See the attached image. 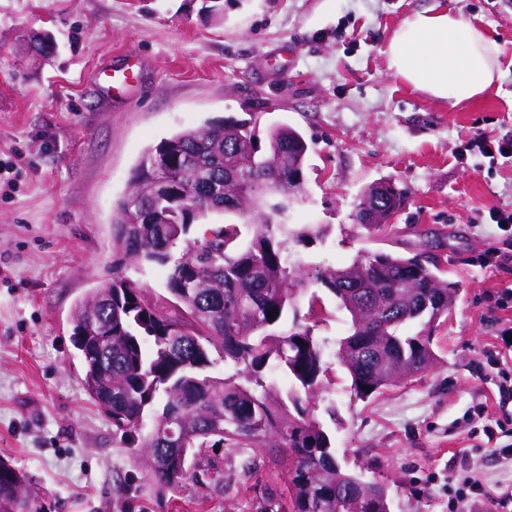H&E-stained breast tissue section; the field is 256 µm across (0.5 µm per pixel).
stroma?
I'll return each instance as SVG.
<instances>
[{
  "mask_svg": "<svg viewBox=\"0 0 512 512\" xmlns=\"http://www.w3.org/2000/svg\"><path fill=\"white\" fill-rule=\"evenodd\" d=\"M431 6L476 24L502 48V75L483 98L451 110L410 91L383 53L404 18ZM52 35L42 57L32 34ZM138 57L132 100L101 88L99 72ZM279 124L309 145L303 196L289 223L312 230L290 259L307 270L387 251L435 259L459 297L433 329L436 365L361 400L332 366L314 408L336 456L386 485L390 512H448V485L478 469L512 481V463L465 419L488 407L495 426L493 358L507 350L512 262L490 208L512 210V158L467 154L480 134L512 132V0H224L215 22L203 0H0V160L16 186L0 195V459L25 472L48 512H259L280 492L267 449L246 471L226 450L208 477L156 486L111 419L88 395L71 340L77 301L112 279V224L145 148L205 120ZM386 179L405 191L380 232L356 224L364 188ZM299 322L327 352L349 317L315 279L299 294Z\"/></svg>",
  "mask_w": 512,
  "mask_h": 512,
  "instance_id": "stroma-1",
  "label": "stroma"
}]
</instances>
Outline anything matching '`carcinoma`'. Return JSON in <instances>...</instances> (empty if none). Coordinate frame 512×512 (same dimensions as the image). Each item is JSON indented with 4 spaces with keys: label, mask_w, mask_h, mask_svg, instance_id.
<instances>
[{
    "label": "carcinoma",
    "mask_w": 512,
    "mask_h": 512,
    "mask_svg": "<svg viewBox=\"0 0 512 512\" xmlns=\"http://www.w3.org/2000/svg\"><path fill=\"white\" fill-rule=\"evenodd\" d=\"M307 152L300 132L280 125L263 153L253 122L230 118L148 148L112 225V287L75 307L74 328L91 318L110 337L84 351L78 336L72 343L87 392L143 453L146 475L157 485L176 488L203 473L222 491L224 470L209 449L267 448L286 482L259 512H389L386 488L344 470L329 434L301 405L316 398L328 371L313 329L287 325L302 281L288 243L308 236L288 223L301 191L291 177L304 173ZM163 155L179 168L176 189L156 186L168 178L155 167ZM402 203L395 187L378 195L367 190L359 205L376 211L380 222L364 228L381 230ZM212 212L234 214L238 222L191 237ZM130 262L168 268L170 306L149 301L123 274ZM314 278L349 315L350 333L335 356L357 398L433 365L437 313L447 319L456 303L439 266L420 255L379 252L319 268ZM424 298L430 309L421 313ZM410 323L421 325L414 336L405 334ZM214 350L234 369L224 381L204 375ZM269 367L291 379L286 396L267 382ZM160 392L166 403L148 428L145 411ZM40 498L24 473L0 460V512H43Z\"/></svg>",
    "instance_id": "carcinoma-1"
}]
</instances>
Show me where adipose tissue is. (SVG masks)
<instances>
[{
    "instance_id": "1",
    "label": "adipose tissue",
    "mask_w": 512,
    "mask_h": 512,
    "mask_svg": "<svg viewBox=\"0 0 512 512\" xmlns=\"http://www.w3.org/2000/svg\"><path fill=\"white\" fill-rule=\"evenodd\" d=\"M384 53L395 77L451 109L485 96L500 78L499 44L445 9L405 18Z\"/></svg>"
}]
</instances>
